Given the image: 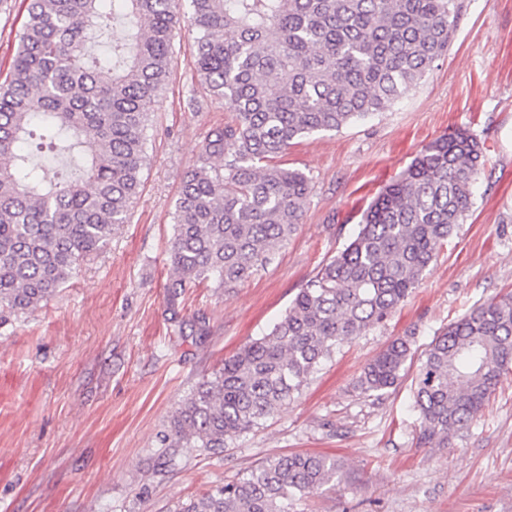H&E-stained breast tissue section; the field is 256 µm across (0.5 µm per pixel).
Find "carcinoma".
<instances>
[{
	"label": "carcinoma",
	"mask_w": 512,
	"mask_h": 512,
	"mask_svg": "<svg viewBox=\"0 0 512 512\" xmlns=\"http://www.w3.org/2000/svg\"><path fill=\"white\" fill-rule=\"evenodd\" d=\"M201 85L231 122L212 130L173 212L167 304L210 283L254 278L296 231L311 181L273 160L296 139L383 112L448 52L459 0H189ZM0 84V323L51 300L127 223L147 165L149 116L171 77L179 0H29ZM112 35L104 54L93 48ZM112 70L103 82L98 72ZM63 157L59 180L19 148ZM484 145L456 130L424 146L363 211L355 233L299 289L284 314L202 379L160 439L161 456L204 451L258 428L288 405L343 343L386 321L456 225L484 169ZM401 336L357 388L382 397L412 359ZM512 371V293L435 334L412 378L413 439L446 448ZM336 458H269L176 512H290L341 481Z\"/></svg>",
	"instance_id": "cac0c4a2"
}]
</instances>
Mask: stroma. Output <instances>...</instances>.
<instances>
[{"mask_svg":"<svg viewBox=\"0 0 512 512\" xmlns=\"http://www.w3.org/2000/svg\"><path fill=\"white\" fill-rule=\"evenodd\" d=\"M448 53L385 112L295 140L278 159L313 187L296 233L233 292L185 289L166 303L172 212L209 133L232 118L200 84L189 22L147 130L149 161L128 224L57 296L0 325V512H173L268 458L339 461L344 478L304 512H512V374L441 451L416 447L410 382L380 401L363 367L394 338L424 349L473 306L512 292V0H465ZM26 0H0V82ZM486 148L475 204L383 324L337 349L260 428L165 466L157 448L198 382L284 313L338 254L361 213L425 145L453 130Z\"/></svg>","mask_w":512,"mask_h":512,"instance_id":"35a3bbf8","label":"stroma"}]
</instances>
